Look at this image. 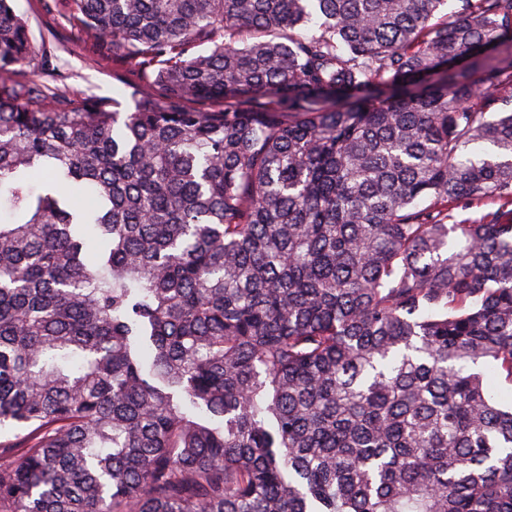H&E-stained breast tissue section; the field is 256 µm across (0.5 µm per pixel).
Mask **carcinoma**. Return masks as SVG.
<instances>
[{
	"instance_id": "cac0c4a2",
	"label": "carcinoma",
	"mask_w": 512,
	"mask_h": 512,
	"mask_svg": "<svg viewBox=\"0 0 512 512\" xmlns=\"http://www.w3.org/2000/svg\"><path fill=\"white\" fill-rule=\"evenodd\" d=\"M61 2L142 84L0 0V512H512V0ZM17 14L28 24L32 44L27 74L55 86L71 98L113 97L122 110L133 111L132 86L140 74L103 48H91L74 30L56 0H14ZM123 90V94H117Z\"/></svg>"
}]
</instances>
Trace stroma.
I'll return each instance as SVG.
<instances>
[{"label": "stroma", "instance_id": "1", "mask_svg": "<svg viewBox=\"0 0 512 512\" xmlns=\"http://www.w3.org/2000/svg\"><path fill=\"white\" fill-rule=\"evenodd\" d=\"M14 6L28 24L32 44L27 74L71 98L114 96L124 110H133L130 93L140 81L139 73L104 49L85 43L58 0H14Z\"/></svg>", "mask_w": 512, "mask_h": 512}]
</instances>
